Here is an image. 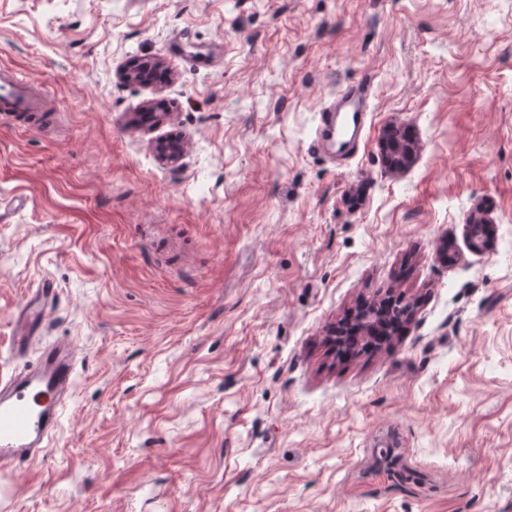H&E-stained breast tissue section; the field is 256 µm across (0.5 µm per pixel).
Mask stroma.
Segmentation results:
<instances>
[{
    "instance_id": "obj_1",
    "label": "stroma",
    "mask_w": 512,
    "mask_h": 512,
    "mask_svg": "<svg viewBox=\"0 0 512 512\" xmlns=\"http://www.w3.org/2000/svg\"><path fill=\"white\" fill-rule=\"evenodd\" d=\"M1 64L58 110L0 123V374L46 278L78 372L0 512H512V0H0ZM365 76L340 166L316 114ZM485 223V218L481 211L477 212L471 224H467L466 236L471 251L479 252L484 243V238L489 231V224Z\"/></svg>"
}]
</instances>
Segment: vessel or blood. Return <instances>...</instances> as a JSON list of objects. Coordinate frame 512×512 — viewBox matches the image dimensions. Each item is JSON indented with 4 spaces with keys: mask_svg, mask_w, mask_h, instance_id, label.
Here are the masks:
<instances>
[{
    "mask_svg": "<svg viewBox=\"0 0 512 512\" xmlns=\"http://www.w3.org/2000/svg\"><path fill=\"white\" fill-rule=\"evenodd\" d=\"M55 109L44 85L0 67V117ZM370 110L368 80L340 89L318 112L313 150L327 147L339 158H350L367 129ZM56 293L52 281H43L13 316L9 352L23 366L0 375L1 474L21 472L44 455L74 387L77 361L72 346L45 336V314Z\"/></svg>",
    "mask_w": 512,
    "mask_h": 512,
    "instance_id": "b4317fda",
    "label": "vessel or blood"
}]
</instances>
